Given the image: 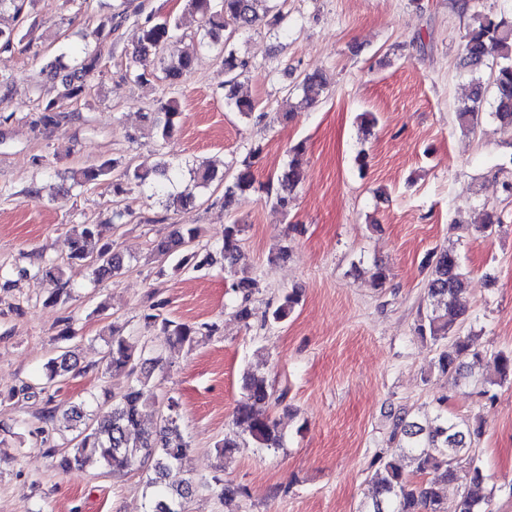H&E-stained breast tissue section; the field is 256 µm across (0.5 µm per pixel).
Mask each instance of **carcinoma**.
Instances as JSON below:
<instances>
[{"label": "carcinoma", "instance_id": "obj_1", "mask_svg": "<svg viewBox=\"0 0 512 512\" xmlns=\"http://www.w3.org/2000/svg\"><path fill=\"white\" fill-rule=\"evenodd\" d=\"M188 9L204 18L205 35L212 39L211 45L219 41L220 32L229 30L228 37L255 23L267 20V24L277 27L284 15L273 4V0H186ZM179 25L171 16L158 17L148 14L141 23L139 44L132 57L139 69L131 72L134 81L148 85L155 78V71L163 74V80L171 87L178 86L183 77L192 69V53L178 49L181 42ZM224 72L225 105L245 118L252 117L254 103L236 95L239 78L247 69L248 62L238 58L235 51L224 42L219 46ZM491 59L499 60L496 69L491 71L492 81L486 82L477 75L480 67ZM100 53L98 49H87L76 61L73 69L61 79L63 90L55 99L43 102L34 108L36 123L44 127L55 125L67 108L85 97L90 90V78L98 69ZM461 65L472 74V93L456 111L459 127L465 132H473L482 118V105L487 91H492L491 116L500 127L512 131V17L492 16L477 12L472 15L461 49ZM327 86V78L322 69L306 73L302 79L304 96L302 103L309 106ZM157 112L152 121L161 148H166L176 131L179 118L178 101L161 97L156 100ZM303 150L299 143L291 148L293 157L277 175L278 188L274 202L283 212H288L293 202V191L303 179L297 156ZM261 154L255 147L249 157L243 160L232 179L224 184V204L230 205L235 196L253 188L255 183L252 170L253 159ZM117 163L104 161L100 164L80 167L71 171L70 179L79 187L98 185L112 180V195L120 197L134 187L147 189L151 194L163 199L167 210H176L191 201L189 194H173L168 191V173L172 163L165 161L156 170H141L127 165L115 178H110L111 167ZM502 218L493 210H483L481 224L475 231L491 235L500 229ZM102 224H78L73 229L69 259L87 265L98 280L109 278L123 268V259L114 252L112 243L103 241ZM242 231L238 221L224 226V240L220 255L224 267L231 269L239 258V235ZM200 235L196 226L179 224L166 237L154 244L155 258L166 262L174 253L181 250L185 254L177 261V266H188L198 270L214 262L211 253L204 255L190 251L185 244L195 241ZM100 242L94 254L87 249L91 241ZM430 278L427 283L429 307L420 316L414 333L422 340H428L437 347L434 368L453 379L456 386L469 383L468 360L479 357L472 350L470 337L464 334L467 309L461 302L466 287L467 272L462 268L458 255L452 249L432 251L427 258ZM42 275L52 284L54 290L47 303L57 305L66 302L63 297V272L60 266L48 263L41 268ZM257 282L240 279L231 284V290L241 295L235 306V317L247 324L252 317L250 297L257 290ZM301 294L293 289L284 293L272 309L269 320L282 324L300 302ZM150 326L161 325L162 333L174 344L196 343L201 328L178 323L161 313L145 315ZM497 365L498 378L491 380L480 390V395L488 396L491 387L512 385V350H498L493 353ZM72 350L61 347L58 356L45 365V378L52 385L62 381L73 371ZM108 369L124 372L129 383L117 394H112V402L96 404L92 411V422L77 431L71 438L73 447L59 450L50 448L48 452L59 455L57 467L68 471L73 465L85 466L103 463L112 471H122L142 465L149 475L146 486L150 496L146 512H184V505L193 492L192 481L181 476L180 464L189 448L178 425L176 404L170 400L168 414L161 416L159 430L145 432L141 428L144 408L155 399L150 380L155 368L162 362L161 354L151 351L147 358H136L133 347L125 337L114 334L108 341L106 352ZM273 393L266 376L248 371L243 376V399L235 408V423L246 425L250 440L236 436H224L216 445L222 458L230 457L236 449L252 442L258 448L278 449L283 447V433L279 422L269 408ZM445 400H440L435 410L421 418H413L401 408L393 414L391 439L396 442V450L409 461L410 469L396 461L392 455L379 453L373 466V494L363 504L361 512H489L490 498L482 496L478 490L487 479L483 468L475 460L473 444L483 433L480 422H470L463 418L451 417L443 408ZM46 419L52 420L57 413L70 427H77L86 416L82 405H73L63 411L48 399ZM467 466H461V462ZM432 473L435 478L424 479ZM469 483L470 490L464 493L453 505H448L440 493V486L457 482Z\"/></svg>", "mask_w": 512, "mask_h": 512}]
</instances>
